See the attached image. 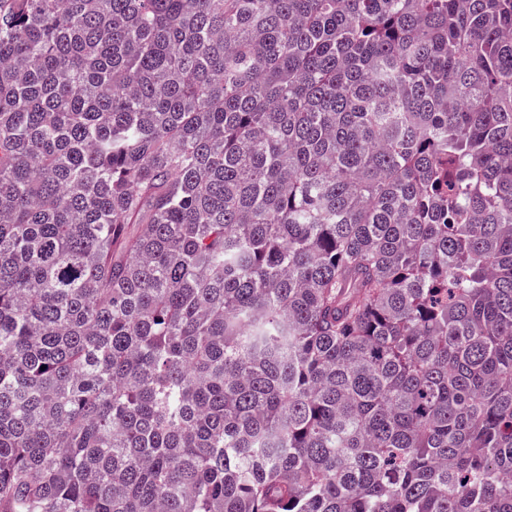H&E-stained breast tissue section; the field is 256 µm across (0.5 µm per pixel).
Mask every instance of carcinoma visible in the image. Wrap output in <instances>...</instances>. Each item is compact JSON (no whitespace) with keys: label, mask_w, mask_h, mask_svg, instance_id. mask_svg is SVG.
<instances>
[{"label":"carcinoma","mask_w":512,"mask_h":512,"mask_svg":"<svg viewBox=\"0 0 512 512\" xmlns=\"http://www.w3.org/2000/svg\"><path fill=\"white\" fill-rule=\"evenodd\" d=\"M0 512H512V0H0Z\"/></svg>","instance_id":"carcinoma-1"}]
</instances>
